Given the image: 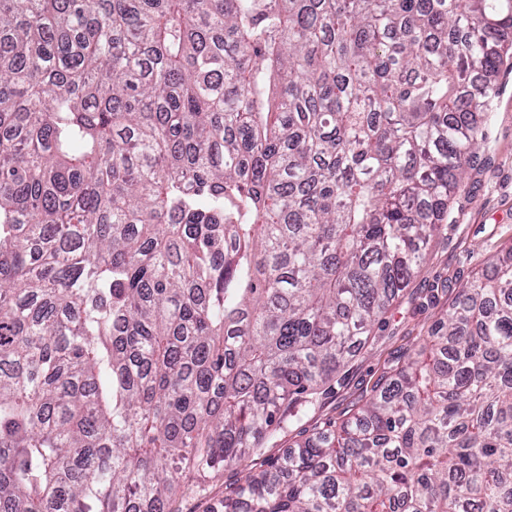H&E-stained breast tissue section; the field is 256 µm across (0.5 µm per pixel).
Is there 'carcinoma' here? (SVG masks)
<instances>
[{"instance_id": "cac0c4a2", "label": "carcinoma", "mask_w": 512, "mask_h": 512, "mask_svg": "<svg viewBox=\"0 0 512 512\" xmlns=\"http://www.w3.org/2000/svg\"><path fill=\"white\" fill-rule=\"evenodd\" d=\"M512 0H0V512H512V250L280 457L485 139ZM245 473L246 472L240 471L239 469H224L221 467L207 474L204 481L207 488L212 491L213 494L221 496V493L224 492L225 485L240 482V480H243ZM172 512H203L206 509V500L197 497L183 488L173 497L170 503Z\"/></svg>"}]
</instances>
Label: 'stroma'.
Returning a JSON list of instances; mask_svg holds the SVG:
<instances>
[{
    "label": "stroma",
    "mask_w": 512,
    "mask_h": 512,
    "mask_svg": "<svg viewBox=\"0 0 512 512\" xmlns=\"http://www.w3.org/2000/svg\"><path fill=\"white\" fill-rule=\"evenodd\" d=\"M486 139L450 203L447 226L434 236L427 256L403 297L375 326L333 386L317 397L303 421L306 430L347 415L385 367L410 349L449 308L459 284L512 246V53L499 73ZM447 289L436 290L440 281Z\"/></svg>",
    "instance_id": "1"
}]
</instances>
